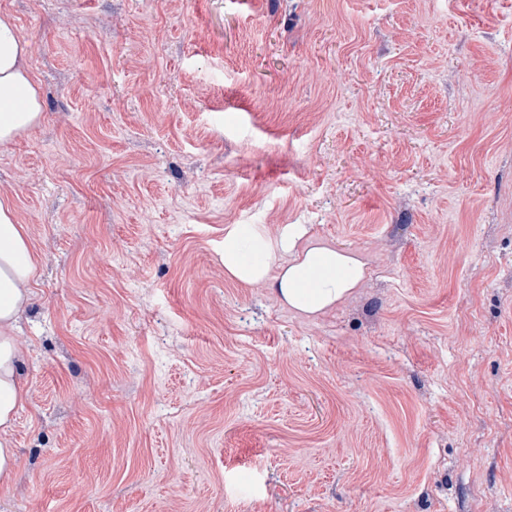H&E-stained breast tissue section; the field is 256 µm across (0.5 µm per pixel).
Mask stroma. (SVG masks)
I'll list each match as a JSON object with an SVG mask.
<instances>
[{
    "mask_svg": "<svg viewBox=\"0 0 512 512\" xmlns=\"http://www.w3.org/2000/svg\"><path fill=\"white\" fill-rule=\"evenodd\" d=\"M40 257L0 512H512V0H0ZM367 262L303 318L224 227ZM29 42L13 19L0 15V143L39 124L43 104L27 66Z\"/></svg>",
    "mask_w": 512,
    "mask_h": 512,
    "instance_id": "obj_1",
    "label": "stroma"
}]
</instances>
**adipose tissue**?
<instances>
[{"instance_id":"adipose-tissue-1","label":"adipose tissue","mask_w":512,"mask_h":512,"mask_svg":"<svg viewBox=\"0 0 512 512\" xmlns=\"http://www.w3.org/2000/svg\"><path fill=\"white\" fill-rule=\"evenodd\" d=\"M29 43L13 19L0 15V143L39 124L43 104L27 66ZM303 224H285L276 233L263 227L224 228V273L245 285L270 284L282 305L304 317L325 313L357 288L367 263L359 254L313 243ZM39 259L25 225L0 197V484L17 468L12 438L19 410L29 396L16 333L32 303Z\"/></svg>"}]
</instances>
